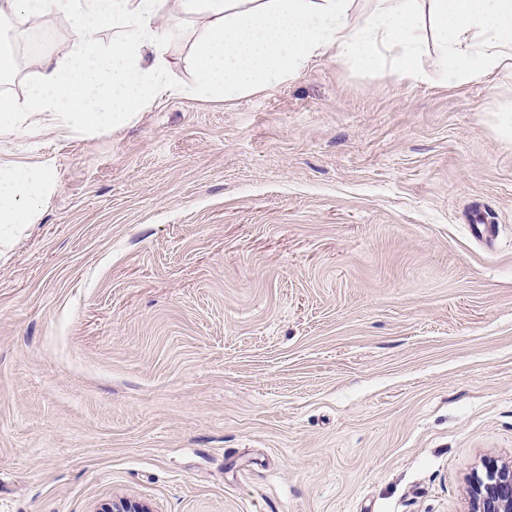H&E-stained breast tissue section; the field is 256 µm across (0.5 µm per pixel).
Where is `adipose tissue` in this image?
<instances>
[{"mask_svg":"<svg viewBox=\"0 0 512 512\" xmlns=\"http://www.w3.org/2000/svg\"><path fill=\"white\" fill-rule=\"evenodd\" d=\"M170 5L177 17L161 24ZM51 13L75 37L63 60L40 57L24 98L0 95V134L116 129L164 93L230 100L325 56L451 86L512 69V0H0V18ZM176 39L194 72L184 86L169 76ZM55 190L43 162H0V244L37 223Z\"/></svg>","mask_w":512,"mask_h":512,"instance_id":"ef3b65f1","label":"adipose tissue"}]
</instances>
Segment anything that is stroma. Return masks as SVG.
Returning a JSON list of instances; mask_svg holds the SVG:
<instances>
[{
    "mask_svg": "<svg viewBox=\"0 0 512 512\" xmlns=\"http://www.w3.org/2000/svg\"><path fill=\"white\" fill-rule=\"evenodd\" d=\"M512 70L324 57L117 129L0 135V512H471L512 467ZM56 187L53 172L43 162H0L1 245L38 222L44 203Z\"/></svg>",
    "mask_w": 512,
    "mask_h": 512,
    "instance_id": "stroma-1",
    "label": "stroma"
}]
</instances>
